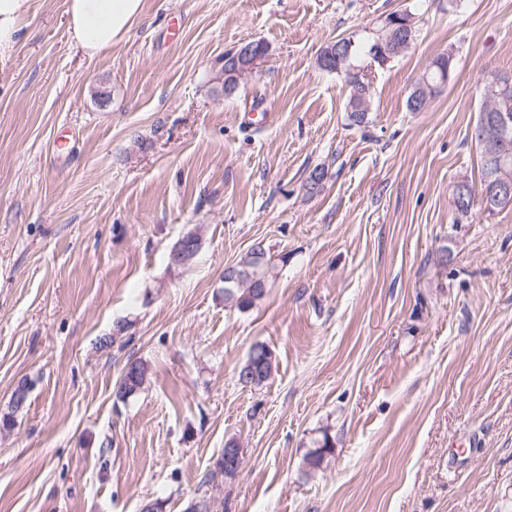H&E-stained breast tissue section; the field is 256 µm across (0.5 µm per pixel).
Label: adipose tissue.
<instances>
[{"label": "adipose tissue", "mask_w": 512, "mask_h": 512, "mask_svg": "<svg viewBox=\"0 0 512 512\" xmlns=\"http://www.w3.org/2000/svg\"><path fill=\"white\" fill-rule=\"evenodd\" d=\"M142 9V0H68L70 37L92 57L122 41Z\"/></svg>", "instance_id": "adipose-tissue-1"}]
</instances>
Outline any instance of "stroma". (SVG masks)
<instances>
[{
	"instance_id": "1",
	"label": "stroma",
	"mask_w": 512,
	"mask_h": 512,
	"mask_svg": "<svg viewBox=\"0 0 512 512\" xmlns=\"http://www.w3.org/2000/svg\"><path fill=\"white\" fill-rule=\"evenodd\" d=\"M67 8L30 0L0 48V412L29 388L0 429V512H512V206L459 222L451 200L480 180L512 0H143L92 58ZM405 10L413 42L360 59L372 110L351 125L318 56ZM246 41L266 60L225 94ZM448 51L451 81L408 111ZM190 232L200 252L171 266ZM257 242L271 287L227 307ZM256 345L273 372L245 386ZM136 360L147 380L118 398ZM433 66H435V67L431 68ZM448 67L450 68V71H449ZM453 69H454V60L453 61L450 60V57L448 56V53H442L439 56H437L432 61V63L429 66V68L426 69L424 71V73L422 74V76L419 78V80L416 83V86H415L414 90L412 91V93L408 97V100H407V108H408V110L411 111V112H414L411 109V99L414 96V94L417 93L418 91H420L422 95L424 94V92L421 91L420 86H421V84H422V82L424 81L425 78H428L430 81L438 80V78H439V76L441 74H444V75L447 76V72H448V81H449V78L451 76V73L453 72Z\"/></svg>"
}]
</instances>
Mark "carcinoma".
Listing matches in <instances>:
<instances>
[{
    "label": "carcinoma",
    "instance_id": "obj_1",
    "mask_svg": "<svg viewBox=\"0 0 512 512\" xmlns=\"http://www.w3.org/2000/svg\"><path fill=\"white\" fill-rule=\"evenodd\" d=\"M454 68V61L446 53H442L432 61V67L426 69L417 81L414 91H420L424 79L436 80L448 69ZM501 112L512 116V85L504 91L484 89L483 99L478 110L476 124L472 135L480 157V188L468 184L471 209L461 210L454 208L456 220L460 221L471 214V210L478 208L492 215L509 205L507 201H497L488 193L489 179L495 169V158L488 155L481 146L485 140L498 145V150L508 152L512 156V135L507 141H502L497 129V117ZM270 258L266 248L255 244L252 249L236 264L228 267V274L224 276V305L245 310L252 307L265 296L259 290L260 281L271 284ZM271 352L265 347H257L256 355H248L244 365L238 372V381L246 385H260L267 380L273 370ZM126 371L121 373L118 383V394L121 397L135 393V386H143L148 375L147 366L140 361H133L125 365Z\"/></svg>",
    "mask_w": 512,
    "mask_h": 512
}]
</instances>
